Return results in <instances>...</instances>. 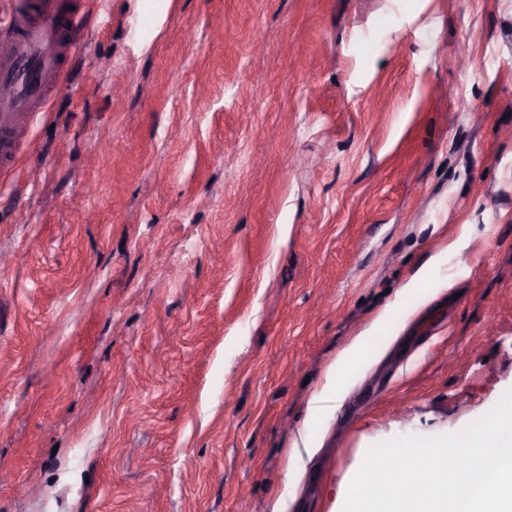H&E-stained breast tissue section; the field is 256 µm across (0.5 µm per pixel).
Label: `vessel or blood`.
Instances as JSON below:
<instances>
[{"instance_id": "b4317fda", "label": "vessel or blood", "mask_w": 512, "mask_h": 512, "mask_svg": "<svg viewBox=\"0 0 512 512\" xmlns=\"http://www.w3.org/2000/svg\"><path fill=\"white\" fill-rule=\"evenodd\" d=\"M85 11L74 0H14L11 36L0 43V166L24 145L27 119L44 102L77 43H64L63 28L84 30Z\"/></svg>"}]
</instances>
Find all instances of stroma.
Instances as JSON below:
<instances>
[{"instance_id": "stroma-1", "label": "stroma", "mask_w": 512, "mask_h": 512, "mask_svg": "<svg viewBox=\"0 0 512 512\" xmlns=\"http://www.w3.org/2000/svg\"><path fill=\"white\" fill-rule=\"evenodd\" d=\"M81 3L0 183V512H338L512 390V0ZM387 316V312L383 311L367 330L357 336L348 347L340 351L336 359L329 364L324 375L325 382L311 401L306 425L311 422L321 404L333 401L334 397L336 400L339 399L347 373L372 351Z\"/></svg>"}]
</instances>
